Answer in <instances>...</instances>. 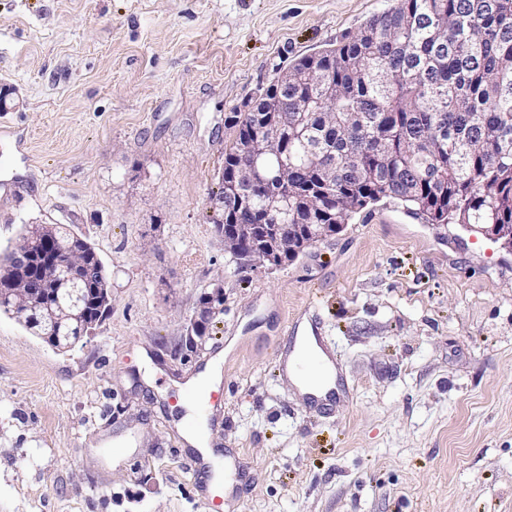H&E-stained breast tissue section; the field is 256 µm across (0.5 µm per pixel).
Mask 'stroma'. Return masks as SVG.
Segmentation results:
<instances>
[{"mask_svg":"<svg viewBox=\"0 0 512 512\" xmlns=\"http://www.w3.org/2000/svg\"><path fill=\"white\" fill-rule=\"evenodd\" d=\"M393 4L0 0V257L56 224L112 289L66 352L0 313V512H208L212 488L222 512H512L511 250L386 199L243 270L208 219L228 116ZM297 317L348 399L312 410L281 376ZM215 362L194 470L187 390ZM222 289L220 287L215 288L213 292L205 295L200 302L198 317L192 327V333L199 339L205 336L207 326L217 312L218 307L223 303Z\"/></svg>","mask_w":512,"mask_h":512,"instance_id":"1","label":"stroma"}]
</instances>
